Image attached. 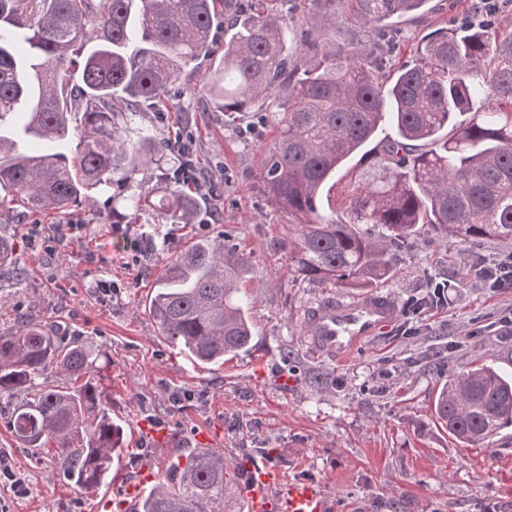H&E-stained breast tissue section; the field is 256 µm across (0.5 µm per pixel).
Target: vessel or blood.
Masks as SVG:
<instances>
[{
    "label": "vessel or blood",
    "mask_w": 512,
    "mask_h": 512,
    "mask_svg": "<svg viewBox=\"0 0 512 512\" xmlns=\"http://www.w3.org/2000/svg\"><path fill=\"white\" fill-rule=\"evenodd\" d=\"M395 301L384 294H327L308 307L303 314L304 339L314 353L342 363L353 356L367 341L386 332L397 318ZM159 473L153 461H145L136 478L119 472L114 478V491L104 498L103 512H127L137 502L146 484L158 481ZM275 476L265 466H255L241 495L249 503L250 512H336L330 497L306 480H293L271 493Z\"/></svg>",
    "instance_id": "b4317fda"
}]
</instances>
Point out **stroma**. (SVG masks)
Here are the masks:
<instances>
[{
  "label": "stroma",
  "mask_w": 512,
  "mask_h": 512,
  "mask_svg": "<svg viewBox=\"0 0 512 512\" xmlns=\"http://www.w3.org/2000/svg\"><path fill=\"white\" fill-rule=\"evenodd\" d=\"M474 3L430 0L429 11L403 24L389 68L411 60L417 43L450 18L471 15ZM212 70L205 58L181 78L192 89L181 105L203 184L195 223L172 227L146 213L119 224L107 202L37 218L10 213L0 230L16 236L18 250L13 270L0 273V333L33 320L98 349L101 400L124 426L117 462L127 472L148 456L175 457L204 430L215 432L226 461L267 464L282 484L309 480L335 498L338 512H512V428L492 444L467 445L433 414L449 376L512 348V288H484L476 273L511 255L512 240L474 247L419 227L377 289L402 309L423 300L422 313H402L348 362L312 354L302 315L331 287L294 272L295 228L257 189L277 122L249 112L227 119L206 91ZM62 224L66 237L48 254ZM224 234L253 263L239 284L253 339L223 365L204 367L160 335L146 301L172 241ZM104 280L111 293L100 289ZM435 282L448 284L446 303L427 302ZM20 400L0 397V458L22 481L0 484V512H98L97 493L66 481L53 449L15 441L8 411ZM143 422L168 430L167 445L141 434Z\"/></svg>",
  "instance_id": "obj_1"
}]
</instances>
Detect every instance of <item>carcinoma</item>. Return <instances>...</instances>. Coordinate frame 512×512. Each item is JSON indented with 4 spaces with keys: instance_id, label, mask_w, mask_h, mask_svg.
I'll use <instances>...</instances> for the list:
<instances>
[{
    "instance_id": "1",
    "label": "carcinoma",
    "mask_w": 512,
    "mask_h": 512,
    "mask_svg": "<svg viewBox=\"0 0 512 512\" xmlns=\"http://www.w3.org/2000/svg\"><path fill=\"white\" fill-rule=\"evenodd\" d=\"M216 0H0V216L63 213L112 201L131 221L145 208L163 224L195 223L198 165L190 143L160 141L137 117L148 108L181 122L172 92L192 64L216 53ZM301 55L288 64L292 21L250 0L224 5V53L208 85L224 114L273 100L279 135L261 155L257 188L296 226L298 274L367 291L393 272L392 250L428 224L481 245L512 239V32L492 0L468 24L428 36L394 72L391 19L427 0H310ZM461 112L472 113L455 124ZM386 124L396 138L377 141ZM429 145L426 150L415 143ZM164 186L139 179L168 153ZM370 164L351 187L353 220L320 212L328 181L352 156ZM362 224H378L376 238ZM0 234V268L15 262ZM249 256L229 237L175 244L148 299L161 335L194 362L224 364L252 338L237 283ZM65 386L36 389L48 369ZM94 352L39 323L0 335V395L26 393L10 430L30 448L56 445L64 478L101 486L124 449L123 427L100 406ZM448 434L485 443L512 427V379L483 364L448 378L434 399ZM136 512H224V453L192 448Z\"/></svg>"
}]
</instances>
